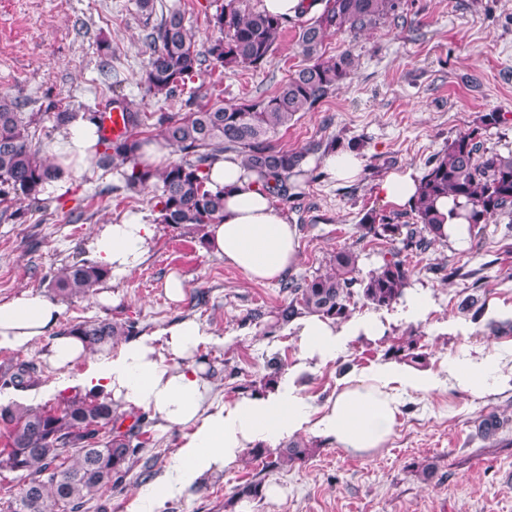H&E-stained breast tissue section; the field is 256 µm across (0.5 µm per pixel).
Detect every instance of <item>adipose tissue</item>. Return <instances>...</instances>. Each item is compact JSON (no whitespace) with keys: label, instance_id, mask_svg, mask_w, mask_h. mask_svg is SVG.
Masks as SVG:
<instances>
[{"label":"adipose tissue","instance_id":"obj_1","mask_svg":"<svg viewBox=\"0 0 512 512\" xmlns=\"http://www.w3.org/2000/svg\"><path fill=\"white\" fill-rule=\"evenodd\" d=\"M96 143L95 126L74 118L59 136L56 158L70 164L73 172L84 173ZM210 178L224 187V219L206 228L210 252L250 279L270 282L281 278L297 261L296 225L236 154L216 160ZM419 180L418 171L409 166L388 173L376 191L386 202L406 208L413 202ZM156 234V224L134 212L100 225L88 243L89 254L112 278H122L138 268L153 248ZM61 313L58 303L28 291L0 302V350L25 351L47 337L51 344L46 357L52 366L64 368L87 358L78 337L52 335ZM291 328L305 358L326 360L335 358L350 332L375 336L381 325L368 319L349 329L307 315L295 320ZM210 338L198 320L186 318L117 350L102 351L75 381L76 386L105 397L120 409L149 412L162 430H185L173 472L160 480L153 495L156 507L222 475L248 449L260 444L276 447L284 437L309 428L332 438L341 448L369 451L382 447L393 432L400 406L392 384L423 394L441 386L427 372L389 362L348 381L315 419L298 383L299 371L293 368L265 394L221 404L213 380L195 359L199 346ZM450 373L464 389L483 395L512 380V365H502L487 355L452 361Z\"/></svg>","mask_w":512,"mask_h":512}]
</instances>
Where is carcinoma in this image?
<instances>
[{"label":"carcinoma","instance_id":"obj_1","mask_svg":"<svg viewBox=\"0 0 512 512\" xmlns=\"http://www.w3.org/2000/svg\"><path fill=\"white\" fill-rule=\"evenodd\" d=\"M244 0H227L216 6L209 18L215 35L207 47L198 49L197 40L185 24L184 12L172 7L148 35L152 53L141 76L145 92L160 100L183 94L187 81L210 66L228 70L264 67L277 40L288 27V19L258 8H243ZM322 8L312 17L302 12L296 17L297 43L308 63L282 80L275 92L264 98L246 100L232 106H204L178 115H154L125 106L131 126L128 136L113 140L104 135L100 112L84 109L86 120L97 128L98 141L91 166L117 170L126 189L155 190L156 223L166 224L188 234H199L207 225L224 217V187L209 179L212 162L226 152L242 157L244 166L263 178V189L282 200L297 197L299 179L308 177L304 164L309 155L329 152L336 141L318 142L301 150L280 148L274 138L295 121L297 114L315 109L342 85L357 66L350 50L335 55L322 51L329 33L353 37L388 20L403 17L404 0H321ZM61 128L74 113L23 112L21 104L0 92V203L27 199L48 207L44 186L68 173L61 164L41 155L33 143L44 117ZM156 119L166 145L180 158L162 167L142 159L148 140L140 128ZM512 122L508 113L488 112L479 123L448 142L443 152L431 158L421 179L416 200L408 216L412 223L397 224L399 216L375 211L365 213L358 224L360 238L372 237L390 245L382 262L362 275L360 253L351 248L335 252L325 271L300 280H282L281 291L287 304L273 315L270 329H279L306 315L341 321L358 302L376 309L390 308L405 297L411 270L402 252L424 253L448 242L443 226L445 214L439 203L452 199L450 214L468 222L472 229L494 216L509 218L505 225L512 232V150L507 153L485 147L492 128ZM102 267L78 260L61 268L50 278L51 288L65 298L84 297L107 278ZM459 309L479 319L486 314V302L469 294ZM132 323L109 320L90 321L69 327L66 333L82 338L85 348L97 352L117 336H131ZM384 356L399 362L423 366L426 354L413 336L385 350ZM38 382L37 367L21 362L0 374V385L24 390ZM117 412L112 404L94 395H75L56 407L0 408V470L17 472L25 484L13 498L8 512H86L98 493L117 489L130 472L134 460L146 452L141 437L149 432L146 414L133 416ZM72 462L58 463L67 451ZM316 453L304 443L293 442L273 452L263 445L250 449L253 459L266 470L284 464L303 463ZM263 481L254 479L237 488L234 504L263 497Z\"/></svg>","mask_w":512,"mask_h":512}]
</instances>
